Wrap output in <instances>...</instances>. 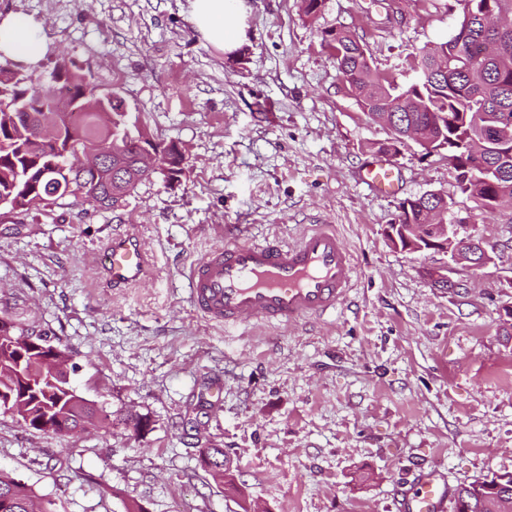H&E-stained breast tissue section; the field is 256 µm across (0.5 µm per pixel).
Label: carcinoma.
<instances>
[{"mask_svg": "<svg viewBox=\"0 0 512 512\" xmlns=\"http://www.w3.org/2000/svg\"><path fill=\"white\" fill-rule=\"evenodd\" d=\"M457 4L460 18L454 33L415 55L411 68L418 79L407 87L373 66L364 43L350 29L328 30L322 41L338 48L333 56L337 69L370 119L385 124L394 116L398 120L393 125L395 135L405 137L412 128L426 140L449 145L463 156L481 141L486 127H512V25L499 22L502 12L512 13V0H457ZM486 44L498 50L489 55L482 83L475 86L466 74V61ZM15 75L14 69L0 67V89L11 100H25L30 111L16 112L0 101V199L20 214L28 210L31 194L43 196L46 206L59 207L62 200L86 187L91 197L84 201L89 204L112 210L125 204L112 198V191L119 189L128 198L147 181L138 164L136 141L149 133L130 122L124 100L103 101L87 78L72 70L52 93ZM450 112L467 114V122L451 129ZM78 150L101 155L111 166L74 167L72 158ZM481 157L496 182L482 194L499 195L501 205L512 208V154L485 143ZM183 160L178 145L169 143L159 174L171 179L169 167ZM29 336L44 341L43 332L18 324L11 336L0 335V392L14 393L10 405L0 404V413L35 429L40 420L65 409L69 429L50 434L70 436L97 409L41 374L42 352L27 341ZM32 498L25 484L0 472V512H31ZM454 498L467 500V512H498L491 495L477 494L471 482L457 487Z\"/></svg>", "mask_w": 512, "mask_h": 512, "instance_id": "carcinoma-1", "label": "carcinoma"}]
</instances>
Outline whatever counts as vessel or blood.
<instances>
[{"instance_id": "vessel-or-blood-1", "label": "vessel or blood", "mask_w": 512, "mask_h": 512, "mask_svg": "<svg viewBox=\"0 0 512 512\" xmlns=\"http://www.w3.org/2000/svg\"><path fill=\"white\" fill-rule=\"evenodd\" d=\"M361 180L386 195L396 188L398 175L387 160L378 159L363 169ZM102 267L110 286L130 288L146 278V253L132 232L117 233ZM355 277L352 252L335 226L316 224L289 244L225 239L194 264L189 289L194 306L211 322L291 326L336 311ZM451 494L444 472L419 464L411 482L395 485L393 500L397 512H447Z\"/></svg>"}]
</instances>
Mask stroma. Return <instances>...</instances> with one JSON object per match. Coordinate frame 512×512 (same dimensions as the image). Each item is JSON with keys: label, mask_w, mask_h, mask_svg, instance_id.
Instances as JSON below:
<instances>
[{"label": "stroma", "mask_w": 512, "mask_h": 512, "mask_svg": "<svg viewBox=\"0 0 512 512\" xmlns=\"http://www.w3.org/2000/svg\"><path fill=\"white\" fill-rule=\"evenodd\" d=\"M401 2L396 25L385 0H326L313 19L302 0H235L237 33L219 49L188 0H0V20L25 14L46 39L43 91L65 60L186 157L179 182L154 175L114 210L0 209V311L47 332L80 395L110 416L59 438L0 414V471L57 512H394L414 465L454 486L512 472V225L477 215L443 149L403 146L394 194L363 184L390 133L322 45L324 30L355 29L374 66L407 84L406 59L448 39L459 11ZM429 191L494 256L462 270L455 293L433 285L447 254L387 236L400 202ZM321 219L357 268L335 314L227 328L195 310L186 276L225 227L290 242ZM122 229L140 235L148 275L115 290L101 259ZM137 415L150 421L138 436L124 424ZM205 448L233 457L240 492L201 468Z\"/></svg>", "instance_id": "stroma-1"}]
</instances>
